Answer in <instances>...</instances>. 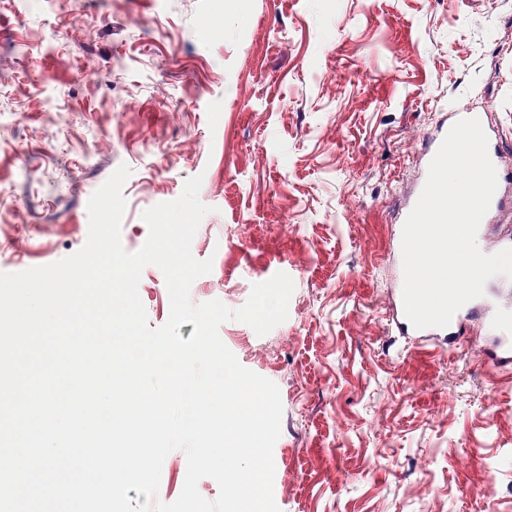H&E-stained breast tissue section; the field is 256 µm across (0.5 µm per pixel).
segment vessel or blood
I'll return each instance as SVG.
<instances>
[{"mask_svg": "<svg viewBox=\"0 0 512 512\" xmlns=\"http://www.w3.org/2000/svg\"><path fill=\"white\" fill-rule=\"evenodd\" d=\"M478 119L488 141L501 142L497 126L490 123L487 113L462 105L443 108L436 126L429 129L420 149V172L417 175L411 196L400 204L399 223L392 227L385 251L386 261L392 262L394 276L386 288L385 302L389 318L386 329L390 335L404 338L408 349L432 347L441 351L460 348L470 336H478L485 342L483 355L486 363L496 369L512 367V279L499 275L490 279L482 297L461 307L446 327H414L406 318L403 305L402 237L403 221L414 208L426 183L429 165L449 129L458 120ZM489 158L497 174V189L490 207L483 217L477 238L482 251L494 254L512 248L511 237L493 238L488 234L491 225L501 222L504 215V199L508 185L512 184V173L507 172L498 151H490Z\"/></svg>", "mask_w": 512, "mask_h": 512, "instance_id": "1", "label": "vessel or blood"}]
</instances>
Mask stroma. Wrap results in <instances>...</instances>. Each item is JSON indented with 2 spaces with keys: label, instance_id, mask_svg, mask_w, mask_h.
<instances>
[{
  "label": "stroma",
  "instance_id": "stroma-1",
  "mask_svg": "<svg viewBox=\"0 0 512 512\" xmlns=\"http://www.w3.org/2000/svg\"><path fill=\"white\" fill-rule=\"evenodd\" d=\"M512 0H29L0 5V272L77 252L88 201L132 174L121 243L202 176L193 302L247 301L283 272L288 318L219 334L283 404L281 512H512V374L479 344L400 353L381 258L441 107L510 134ZM150 328L170 298L138 286ZM493 483L492 499L481 498Z\"/></svg>",
  "mask_w": 512,
  "mask_h": 512
}]
</instances>
